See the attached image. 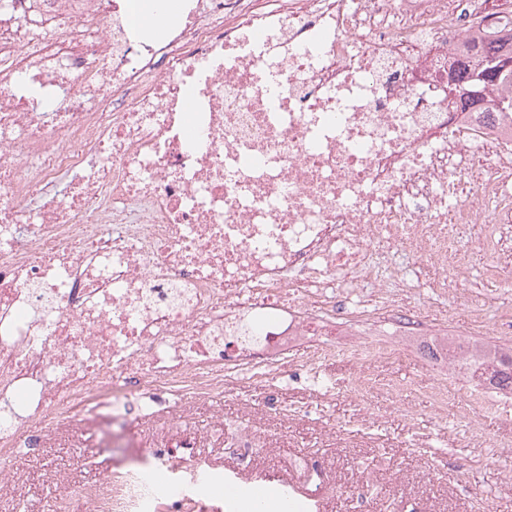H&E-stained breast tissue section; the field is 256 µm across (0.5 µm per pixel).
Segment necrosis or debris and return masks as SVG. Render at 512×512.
I'll use <instances>...</instances> for the list:
<instances>
[{"label": "necrosis or debris", "instance_id": "necrosis-or-debris-1", "mask_svg": "<svg viewBox=\"0 0 512 512\" xmlns=\"http://www.w3.org/2000/svg\"><path fill=\"white\" fill-rule=\"evenodd\" d=\"M490 7L185 0L146 32L127 0H0V459L131 385L212 397L298 346L314 368L329 288L430 240L447 267L512 194V113L448 95ZM157 502L198 508L106 479L75 509Z\"/></svg>", "mask_w": 512, "mask_h": 512}]
</instances>
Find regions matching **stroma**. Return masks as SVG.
<instances>
[{
    "label": "stroma",
    "instance_id": "stroma-1",
    "mask_svg": "<svg viewBox=\"0 0 512 512\" xmlns=\"http://www.w3.org/2000/svg\"><path fill=\"white\" fill-rule=\"evenodd\" d=\"M485 239L491 249L480 248ZM448 254L443 270L428 250H394L380 269L402 270L410 290L390 308L345 301L353 317L343 330L383 347L395 340L396 319L412 316L430 335L478 331L488 344H512L502 326L512 280L491 271L512 254V224L467 225ZM300 359L290 354L271 374L242 371L216 400L180 397L146 412L133 391L124 407L44 433L40 447L8 461L15 481L0 512H62L83 486L124 478L159 450L184 471L204 468L246 485L277 477L314 512H512V409L477 402L462 371L444 372L413 345L365 367L341 347L315 369ZM272 399L287 415L266 412ZM232 427L255 430L264 447L241 456L230 446ZM302 457L320 471L294 469Z\"/></svg>",
    "mask_w": 512,
    "mask_h": 512
}]
</instances>
